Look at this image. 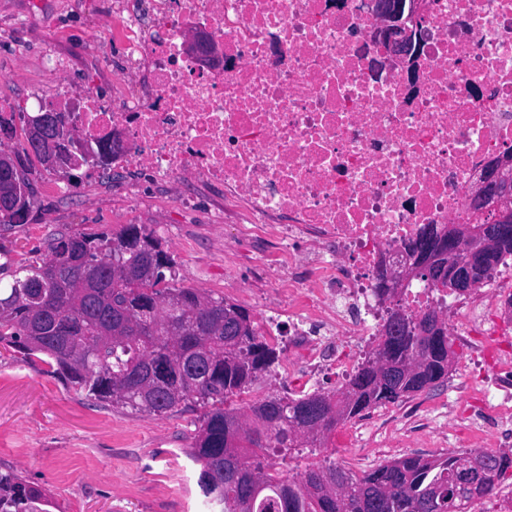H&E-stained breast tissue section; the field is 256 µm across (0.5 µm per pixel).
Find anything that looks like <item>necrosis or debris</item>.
Returning <instances> with one entry per match:
<instances>
[{
  "label": "necrosis or debris",
  "instance_id": "necrosis-or-debris-1",
  "mask_svg": "<svg viewBox=\"0 0 512 512\" xmlns=\"http://www.w3.org/2000/svg\"><path fill=\"white\" fill-rule=\"evenodd\" d=\"M370 0H112L114 100L51 97L87 144L159 182L223 192L241 223L335 249L289 253L293 333L376 335L382 254L423 224H467L489 157L512 151V0H430L416 66L372 34ZM205 45L188 51L196 30Z\"/></svg>",
  "mask_w": 512,
  "mask_h": 512
}]
</instances>
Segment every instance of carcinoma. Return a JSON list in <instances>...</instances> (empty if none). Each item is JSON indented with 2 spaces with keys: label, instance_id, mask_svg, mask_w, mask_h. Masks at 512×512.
Returning a JSON list of instances; mask_svg holds the SVG:
<instances>
[{
  "label": "carcinoma",
  "instance_id": "cac0c4a2",
  "mask_svg": "<svg viewBox=\"0 0 512 512\" xmlns=\"http://www.w3.org/2000/svg\"><path fill=\"white\" fill-rule=\"evenodd\" d=\"M34 155L51 168L53 155L32 152L30 131L21 149L0 154V171L26 178L24 160ZM32 202L16 209L0 200V224L28 221ZM50 255L17 267L7 261L0 274L12 283L0 288V348L37 359L67 388L93 402L154 415L176 412L192 402L205 409L191 457L201 465L200 486L222 512H424L434 501L438 512H464L475 499L496 489L512 470V451L490 454L495 472L481 489L464 499L448 492V478L464 454L398 458L356 477L334 463L308 470L300 480H285L276 461L302 448H322L340 423L386 403L448 380L453 339L448 325L422 336L418 314L391 308L382 317L365 361L332 392L298 398L270 397L243 417L231 399L245 392L258 374L278 360L259 339L249 312L222 297L177 287L166 278L173 259L161 241L139 224H125L110 236L95 232H54ZM512 258V241L492 249L483 281ZM52 263L72 276L45 278ZM138 281L127 298L125 283ZM398 317L403 330L387 339L385 329ZM162 376L148 380L151 367ZM334 475L313 496L309 486L320 475ZM253 476L261 491L252 497L244 483ZM52 501L22 476L0 472V512H51Z\"/></svg>",
  "mask_w": 512,
  "mask_h": 512
}]
</instances>
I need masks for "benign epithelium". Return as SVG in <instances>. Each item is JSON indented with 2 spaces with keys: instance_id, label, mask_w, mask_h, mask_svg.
Instances as JSON below:
<instances>
[{
  "instance_id": "1",
  "label": "benign epithelium",
  "mask_w": 512,
  "mask_h": 512,
  "mask_svg": "<svg viewBox=\"0 0 512 512\" xmlns=\"http://www.w3.org/2000/svg\"><path fill=\"white\" fill-rule=\"evenodd\" d=\"M372 6L380 16L375 38L400 60L413 61L418 29L407 22H415L428 4L424 0H375ZM0 191L22 200L29 197V189L12 178L0 182ZM473 199L477 209L474 225L450 224L440 232L426 228L411 252L383 257L376 271L379 283L387 287L395 282L406 285L423 274H431L428 255L436 246L448 254L451 290L466 294L481 286L477 273L483 265L485 249L512 239V155L495 156L486 163ZM487 464L483 453L469 454L461 463L455 484L465 492L476 489Z\"/></svg>"
}]
</instances>
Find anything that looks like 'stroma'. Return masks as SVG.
Instances as JSON below:
<instances>
[{
  "label": "stroma",
  "mask_w": 512,
  "mask_h": 512,
  "mask_svg": "<svg viewBox=\"0 0 512 512\" xmlns=\"http://www.w3.org/2000/svg\"><path fill=\"white\" fill-rule=\"evenodd\" d=\"M112 11L104 0H0V102L16 111L36 114L38 95L59 84L75 92L93 89L101 101L124 70V45L105 36ZM66 57V74L52 69L54 57ZM34 187V203L26 224L0 231V249L14 262L47 255L52 231L112 233L125 224L153 232L173 258L178 285L221 296L246 309L254 321L274 313L288 287L289 250L306 251L307 243H276L261 231L239 224H212L211 210L220 207L213 190L157 184L145 171L113 166L94 168L78 183L37 158L26 162ZM58 183L49 193V183ZM191 194L192 206L181 202ZM266 260L278 273L276 285L257 276ZM498 314L495 340L512 359V311L504 293L481 285L468 294L449 296L445 320L476 303ZM274 346L279 362L261 373L242 396L243 406L267 397L296 398L317 390L340 388L347 368L361 362L373 342L366 336H337L332 350L315 371H308L302 345L294 339L287 317ZM482 330L455 336V361L444 386L379 406L363 417L337 426L323 449L302 454L281 467L296 478L326 462L355 476L377 464L408 455L429 456L472 450L467 427L440 418L452 405L480 417L492 450H512V420L499 418L498 390L512 388V367L487 369L473 352ZM483 385L475 397L465 386ZM201 407L163 416L116 409L87 401L48 373L46 364L0 354V471H13L47 490L54 512H212L198 484L200 467L190 457Z\"/></svg>",
  "instance_id": "1"
}]
</instances>
